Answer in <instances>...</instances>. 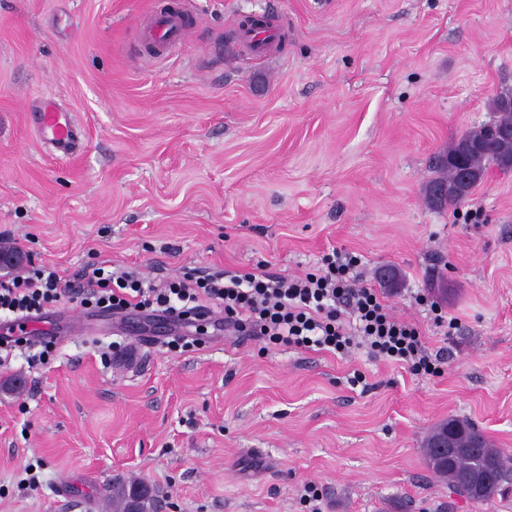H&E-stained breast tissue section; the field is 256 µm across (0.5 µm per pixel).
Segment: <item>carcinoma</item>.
Here are the masks:
<instances>
[{"label":"carcinoma","instance_id":"1","mask_svg":"<svg viewBox=\"0 0 512 512\" xmlns=\"http://www.w3.org/2000/svg\"><path fill=\"white\" fill-rule=\"evenodd\" d=\"M491 110L496 114L494 125L512 127V89H502L491 99ZM467 144H479L481 149L466 155L472 183L456 190L450 196H437V189L456 182L455 161ZM512 149V143L500 141L484 125L470 130L448 145L437 161L436 176L426 184L425 200L432 208L454 205L467 197L471 189L485 176L489 168L499 165V156ZM448 430L462 452L443 460L436 456L434 438ZM427 464L440 479L448 482L456 492L475 502H486L503 490L512 479V469L507 466L504 452L496 448L485 433L467 419L450 418L436 425L424 442ZM140 489L139 512H153L156 500L149 488L135 482L112 487L110 499L113 512H125L134 490Z\"/></svg>","mask_w":512,"mask_h":512}]
</instances>
